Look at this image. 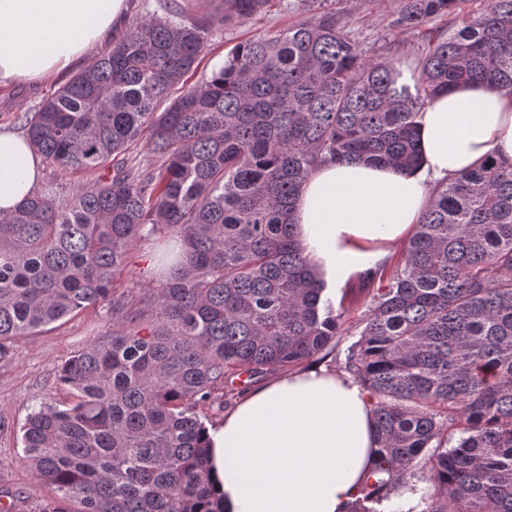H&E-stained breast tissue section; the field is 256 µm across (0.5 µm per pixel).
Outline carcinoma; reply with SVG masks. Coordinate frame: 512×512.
<instances>
[{"label":"carcinoma","instance_id":"carcinoma-1","mask_svg":"<svg viewBox=\"0 0 512 512\" xmlns=\"http://www.w3.org/2000/svg\"><path fill=\"white\" fill-rule=\"evenodd\" d=\"M231 2L217 21L263 0ZM318 2L298 0L293 25L237 43L172 98L212 23L168 0L19 116L49 165L98 178L0 213V359L19 336L112 306L109 338L59 369L75 402L43 403L22 427L49 512H221L199 410L235 376L331 354L372 401L374 472L388 475L348 512H402L393 495L418 473L421 512H512V166L491 156L436 185L398 262L365 275L353 326L322 300L292 222L320 163L411 170L434 97L473 82L512 91V0L468 12L399 0L397 27L448 18L408 76L399 54L367 59ZM138 142L159 166L126 158ZM164 238L182 260L145 295L116 293L130 251ZM342 336L356 340L339 351Z\"/></svg>","mask_w":512,"mask_h":512}]
</instances>
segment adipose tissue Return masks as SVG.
Listing matches in <instances>:
<instances>
[{
    "label": "adipose tissue",
    "mask_w": 512,
    "mask_h": 512,
    "mask_svg": "<svg viewBox=\"0 0 512 512\" xmlns=\"http://www.w3.org/2000/svg\"><path fill=\"white\" fill-rule=\"evenodd\" d=\"M128 0H0V86L39 82L84 61L112 38ZM418 168L362 160L315 168L295 203L297 239L325 286L390 262L435 186L486 157L512 164V92L458 86L420 114ZM26 136L0 126V210L40 182ZM370 400L348 375L316 365L278 373L245 391L206 427L224 512H347L360 497L377 435Z\"/></svg>",
    "instance_id": "1"
}]
</instances>
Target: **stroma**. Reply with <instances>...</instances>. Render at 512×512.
<instances>
[{
  "instance_id": "obj_1",
  "label": "stroma",
  "mask_w": 512,
  "mask_h": 512,
  "mask_svg": "<svg viewBox=\"0 0 512 512\" xmlns=\"http://www.w3.org/2000/svg\"><path fill=\"white\" fill-rule=\"evenodd\" d=\"M288 3L289 0H269L251 18L214 30L193 81L209 77L235 44L294 24L298 16ZM323 6L353 30L370 56L380 59L397 49L409 66H416L421 36L392 27L397 0H323ZM59 85L55 79L42 85L0 86V125L19 129V116L34 111L41 99ZM155 253L156 247L151 243L132 249L118 288H150L155 280L150 266ZM111 331V308L90 307L40 332L17 338L10 355L0 360V506L7 512H46L53 492L36 483L23 452L20 428L41 403H72V395L57 383L59 367L87 345L106 340Z\"/></svg>"
}]
</instances>
